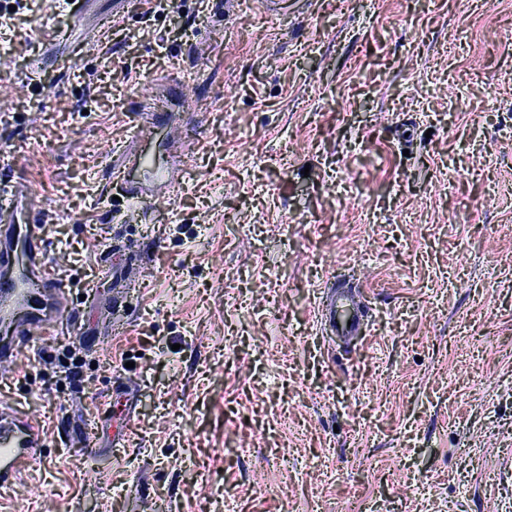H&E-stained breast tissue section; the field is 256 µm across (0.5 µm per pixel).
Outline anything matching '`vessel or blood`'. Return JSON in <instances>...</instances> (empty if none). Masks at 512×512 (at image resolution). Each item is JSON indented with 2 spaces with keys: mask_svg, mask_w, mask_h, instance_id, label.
<instances>
[{
  "mask_svg": "<svg viewBox=\"0 0 512 512\" xmlns=\"http://www.w3.org/2000/svg\"><path fill=\"white\" fill-rule=\"evenodd\" d=\"M132 164L148 172L149 179L126 182L127 196L141 204L163 201L173 174L156 167L148 153L134 155ZM43 226L42 209L29 183L0 185L1 365L74 314L72 288L47 270ZM317 315L329 335L349 340L363 332L362 306L352 289L324 288ZM46 442L40 419L20 412L14 403L0 402V493L16 484Z\"/></svg>",
  "mask_w": 512,
  "mask_h": 512,
  "instance_id": "b4317fda",
  "label": "vessel or blood"
}]
</instances>
